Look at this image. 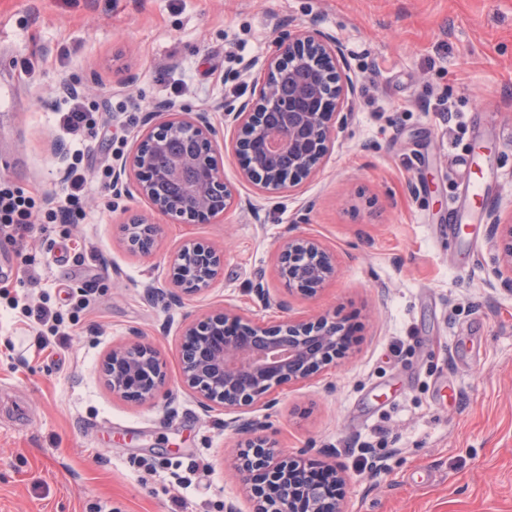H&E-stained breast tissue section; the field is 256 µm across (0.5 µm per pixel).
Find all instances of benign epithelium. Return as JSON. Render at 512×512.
Instances as JSON below:
<instances>
[{
    "label": "benign epithelium",
    "instance_id": "obj_1",
    "mask_svg": "<svg viewBox=\"0 0 512 512\" xmlns=\"http://www.w3.org/2000/svg\"><path fill=\"white\" fill-rule=\"evenodd\" d=\"M255 98L224 111V125L237 129L233 148L247 156L241 178L269 192L298 187L314 174L328 153L335 132L353 117L357 95L348 74L345 54L336 37L319 29L280 34L275 50L255 64ZM294 92L283 98L277 92L283 81ZM157 120L143 135L155 152H167L176 134L185 151L160 166L156 157L135 148L124 167L112 178L115 188L127 189L122 174L131 169L136 191L147 198L153 211L175 221H207L214 217L210 201L226 197L232 189L224 183L215 153L220 127L202 109L191 116L183 112H156ZM499 235L495 276L512 282V221L494 225ZM127 240H148V253L157 242L158 225L134 215L123 227ZM173 285L183 295L207 289L224 269V253L194 239L170 256ZM278 273L290 291L313 296L337 273L336 257L315 237L291 236L279 248ZM265 308L288 309L259 285L252 289ZM342 323L322 314L309 320L260 323L233 309L209 314L181 330L182 381L205 409L215 406L233 413L244 406L274 404L273 392L301 383L344 356L338 344ZM112 391L132 401H146L165 384L158 353L145 343L112 349ZM261 421L237 417L234 429L246 435L236 453L237 468L251 485L255 512H343L327 485L345 481L343 470L328 464L327 483L313 480L300 459L281 456L276 440L263 434Z\"/></svg>",
    "mask_w": 512,
    "mask_h": 512
}]
</instances>
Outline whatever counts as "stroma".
Returning <instances> with one entry per match:
<instances>
[{"label": "stroma", "instance_id": "35a3bbf8", "mask_svg": "<svg viewBox=\"0 0 512 512\" xmlns=\"http://www.w3.org/2000/svg\"><path fill=\"white\" fill-rule=\"evenodd\" d=\"M336 36L360 92L318 173L293 191L260 192L230 147L215 157L235 205L199 224L155 216L148 254L122 228L150 211L103 187L92 144L87 217L0 232V512H224L252 503L233 453L232 416L204 410L181 384L179 329L231 305L254 319L329 313L354 342L335 366L246 409L288 455L341 466L344 512H512V285L495 278L492 225L512 215V0H0V184L41 197L58 188L55 92L95 84L131 153L166 98L177 111L252 98L247 66L282 32ZM187 89L175 94L177 82ZM487 174L477 238L448 230L453 157ZM313 236L338 275L315 297L289 292L275 254ZM224 252L209 289L172 300L168 257L186 239ZM89 283L87 307L62 306ZM288 301L264 308L255 284ZM62 308L64 348L41 350L17 303ZM150 343L166 375L154 399L113 393L112 348ZM385 468L369 476L360 445Z\"/></svg>", "mask_w": 512, "mask_h": 512}]
</instances>
